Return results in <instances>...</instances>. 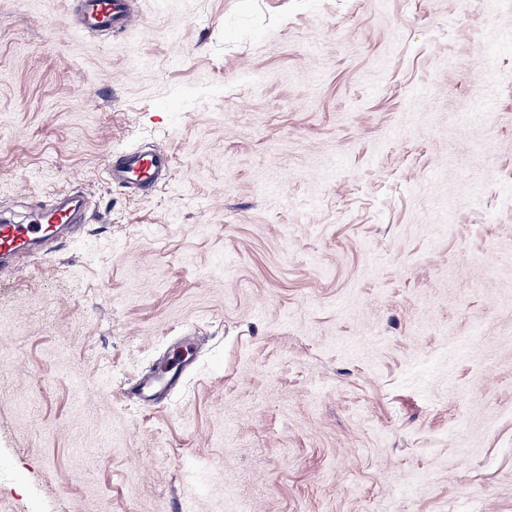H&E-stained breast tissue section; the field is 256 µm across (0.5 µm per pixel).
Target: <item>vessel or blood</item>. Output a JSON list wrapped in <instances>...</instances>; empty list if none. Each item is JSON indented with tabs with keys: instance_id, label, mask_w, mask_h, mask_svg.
I'll use <instances>...</instances> for the list:
<instances>
[{
	"instance_id": "1",
	"label": "vessel or blood",
	"mask_w": 512,
	"mask_h": 512,
	"mask_svg": "<svg viewBox=\"0 0 512 512\" xmlns=\"http://www.w3.org/2000/svg\"><path fill=\"white\" fill-rule=\"evenodd\" d=\"M79 25L85 30L114 33L137 25L139 18L132 0H76ZM170 167L166 149L154 147L134 150L117 163H108V179L112 185L138 191L155 188ZM82 203L63 193L53 207L36 210L27 223L0 220V274L13 271L17 258L38 246H53L61 241L63 231L79 227ZM180 376L176 365H165L153 376L140 380L133 388L136 397H150L158 388L174 384Z\"/></svg>"
}]
</instances>
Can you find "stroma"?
I'll use <instances>...</instances> for the list:
<instances>
[{"instance_id": "1", "label": "stroma", "mask_w": 512, "mask_h": 512, "mask_svg": "<svg viewBox=\"0 0 512 512\" xmlns=\"http://www.w3.org/2000/svg\"><path fill=\"white\" fill-rule=\"evenodd\" d=\"M134 3L0 0V512H512V0ZM81 29L114 33L126 32L139 18L132 0H75ZM169 167L170 157L167 150L156 146L147 151L128 152L119 163L108 160L107 173L112 185L148 191L159 184L162 174ZM60 201L51 208L36 210L26 224L0 220V274L15 270L14 260L37 246H53L63 239V231L79 227L81 223L80 199L59 194ZM180 376V368L167 364L159 369L153 376L140 380L133 388V394L140 398L151 397V394L160 387L174 384Z\"/></svg>"}]
</instances>
